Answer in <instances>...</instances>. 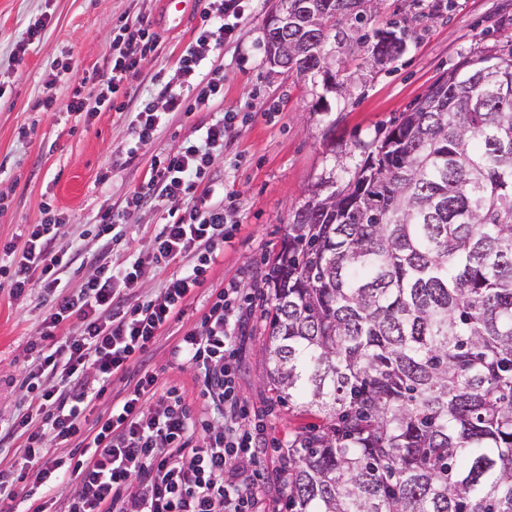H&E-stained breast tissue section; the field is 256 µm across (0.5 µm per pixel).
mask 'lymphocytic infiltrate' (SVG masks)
<instances>
[{
    "mask_svg": "<svg viewBox=\"0 0 512 512\" xmlns=\"http://www.w3.org/2000/svg\"><path fill=\"white\" fill-rule=\"evenodd\" d=\"M209 26L180 56L176 79L160 84L164 109L150 100L127 110L121 100L126 83L161 45L143 16L123 17L104 69L91 73L95 101L74 95L67 109L93 118L106 108L129 115L128 157L166 129L172 112H192L224 94L217 71L207 70L213 45L232 39L244 16L242 0H209ZM195 97H188V90ZM232 113L204 128L198 140L174 153L153 155L144 181L126 200L127 210L152 202L162 209L184 201L182 213H168L152 238L156 264L180 262L159 292L135 303L131 295L143 277L133 260L122 267L90 257V273L80 288L70 287L65 268L79 256L65 242L66 216L45 208L41 223L0 244V288L13 299L34 289L47 296L41 332L31 344L36 365L22 387L37 404L19 402L0 420V443L22 437L21 467L0 468V512H261L265 505L263 460L258 439L265 422L249 423V409L238 384L241 355L248 338L243 319L257 292L217 298L199 323L183 332L170 355L194 371L203 409L193 408L182 388L160 387L147 355L160 336L179 320L202 288L233 232L224 225L220 187L208 176L215 154L224 150V127ZM130 382L127 394L97 404L113 378ZM162 412L151 408L153 400ZM68 444L69 456L54 455Z\"/></svg>",
    "mask_w": 512,
    "mask_h": 512,
    "instance_id": "1",
    "label": "lymphocytic infiltrate"
}]
</instances>
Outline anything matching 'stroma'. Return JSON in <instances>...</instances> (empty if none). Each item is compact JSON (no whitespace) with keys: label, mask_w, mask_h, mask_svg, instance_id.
<instances>
[{"label":"stroma","mask_w":512,"mask_h":512,"mask_svg":"<svg viewBox=\"0 0 512 512\" xmlns=\"http://www.w3.org/2000/svg\"><path fill=\"white\" fill-rule=\"evenodd\" d=\"M245 18L233 41L215 46L210 67L224 76L223 98L199 111L175 112L166 132L128 159L126 117L99 112L92 122L67 112L74 93L95 98L96 84L85 73L102 68L112 54V37L121 17L140 14L155 20L160 0H0V239L40 223L45 206L64 211L69 239L90 253L101 244L89 228L100 207L123 212L121 237L112 246L113 265L141 259L143 294H153L168 276L152 260L150 236L160 221L153 209L130 213L123 207L141 180L151 154L179 149L196 138L198 128L236 113L223 154L211 166L216 182L234 199L227 216L237 227L206 284L189 300L179 322L156 344L152 363L170 384L196 399L194 373L170 363L175 334L193 326L207 310L212 294L228 286L250 289L263 277L266 263L281 249L293 211L313 192L351 175L366 145L381 137L391 122L455 63L484 48H512V0H456L455 9L430 14L432 0H383L374 27L404 22V51L385 64L368 52L345 54L334 89L290 76L273 67L265 50V23L275 0H244ZM204 0H193L194 15L180 31H164V43L143 62L132 85L137 98H156L155 75L170 79L176 62L203 26ZM45 19L39 39L23 56H13L30 23ZM71 60L73 69L54 88L55 104L40 102L54 61ZM28 137H21V130ZM45 305L41 291L13 300L0 291V415L10 416L21 380L32 363L29 343L40 330ZM269 329L264 307L248 322L249 341L239 387L251 406L267 411V432L287 439L316 415L274 405L267 385L265 348Z\"/></svg>","instance_id":"1"}]
</instances>
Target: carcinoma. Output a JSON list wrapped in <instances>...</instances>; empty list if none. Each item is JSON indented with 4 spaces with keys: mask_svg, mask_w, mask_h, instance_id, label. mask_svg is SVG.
Masks as SVG:
<instances>
[{
    "mask_svg": "<svg viewBox=\"0 0 512 512\" xmlns=\"http://www.w3.org/2000/svg\"><path fill=\"white\" fill-rule=\"evenodd\" d=\"M380 0H288L287 74L369 33ZM268 383L320 423L288 439L286 512H512V48L432 84L269 262Z\"/></svg>",
    "mask_w": 512,
    "mask_h": 512,
    "instance_id": "cac0c4a2",
    "label": "carcinoma"
}]
</instances>
